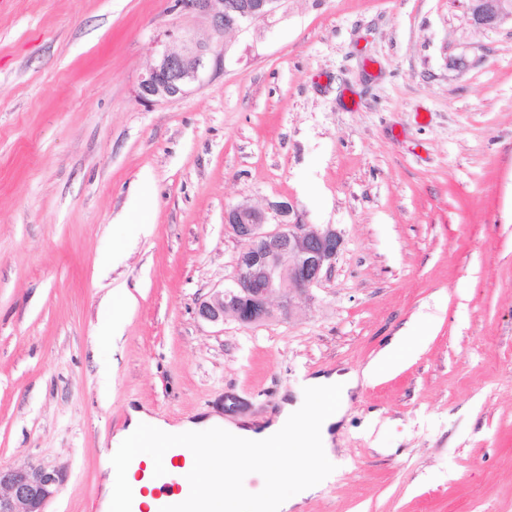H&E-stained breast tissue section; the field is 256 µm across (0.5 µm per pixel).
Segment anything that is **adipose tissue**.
<instances>
[{
	"label": "adipose tissue",
	"instance_id": "obj_1",
	"mask_svg": "<svg viewBox=\"0 0 512 512\" xmlns=\"http://www.w3.org/2000/svg\"><path fill=\"white\" fill-rule=\"evenodd\" d=\"M423 336L412 328L401 329L362 372L320 374L308 377L301 392L280 400L277 412L256 425L248 420L227 421L211 415L170 422L143 408H128L124 429L111 439L104 454L101 512H114V485L136 490V502L146 512H156L151 495L141 494L135 473L140 461L170 456L181 448L196 449L203 459L191 474H177L187 483V512H225L232 501L235 512H298L308 498L316 496L335 472L330 466L334 438L360 382H374L397 372L404 360L419 353ZM258 467L270 489L265 500L236 494V476L243 465ZM222 488V499L213 491Z\"/></svg>",
	"mask_w": 512,
	"mask_h": 512
}]
</instances>
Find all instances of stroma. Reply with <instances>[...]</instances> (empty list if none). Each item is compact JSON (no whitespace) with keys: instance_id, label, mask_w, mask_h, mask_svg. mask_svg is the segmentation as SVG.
<instances>
[{"instance_id":"35a3bbf8","label":"stroma","mask_w":512,"mask_h":512,"mask_svg":"<svg viewBox=\"0 0 512 512\" xmlns=\"http://www.w3.org/2000/svg\"><path fill=\"white\" fill-rule=\"evenodd\" d=\"M169 30L206 28L174 0H0V466L59 468L47 512H100L128 408L257 421L411 323L425 348L358 388L303 512H512V26L281 0L147 105ZM282 197L341 231L332 274L258 325L198 318L244 247L225 212Z\"/></svg>"}]
</instances>
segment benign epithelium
<instances>
[{
	"label": "benign epithelium",
	"instance_id": "obj_1",
	"mask_svg": "<svg viewBox=\"0 0 512 512\" xmlns=\"http://www.w3.org/2000/svg\"><path fill=\"white\" fill-rule=\"evenodd\" d=\"M281 0H175L180 12L204 23L207 36L166 33L138 84L140 101L153 104L177 99L224 63V35L271 17ZM470 25L491 29L512 21V0H463ZM224 223L245 243L231 282L198 300L197 315L219 324L233 318L244 326L273 316V299L285 310L295 296L307 293L331 273L343 238L333 224H305L293 200L248 204L224 213ZM65 480L56 468L28 465L0 467V512H45Z\"/></svg>",
	"mask_w": 512,
	"mask_h": 512
}]
</instances>
